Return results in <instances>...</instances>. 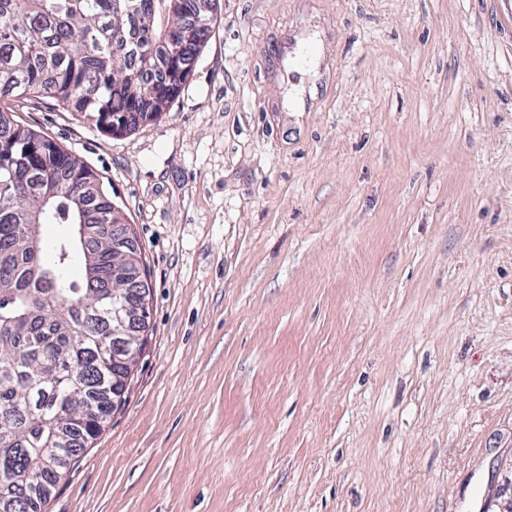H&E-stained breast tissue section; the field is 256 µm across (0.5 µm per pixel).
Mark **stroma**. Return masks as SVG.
I'll return each mask as SVG.
<instances>
[{
  "label": "stroma",
  "instance_id": "35a3bbf8",
  "mask_svg": "<svg viewBox=\"0 0 512 512\" xmlns=\"http://www.w3.org/2000/svg\"><path fill=\"white\" fill-rule=\"evenodd\" d=\"M14 117L112 185L151 291L41 512H479L512 453V0H219L157 121Z\"/></svg>",
  "mask_w": 512,
  "mask_h": 512
}]
</instances>
